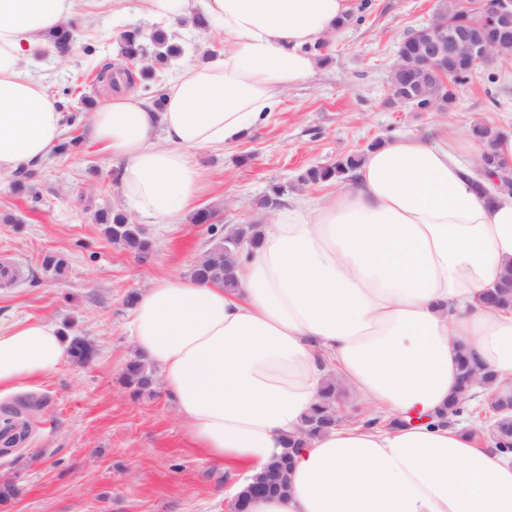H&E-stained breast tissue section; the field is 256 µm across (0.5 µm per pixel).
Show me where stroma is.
<instances>
[{
  "label": "stroma",
  "instance_id": "stroma-1",
  "mask_svg": "<svg viewBox=\"0 0 512 512\" xmlns=\"http://www.w3.org/2000/svg\"><path fill=\"white\" fill-rule=\"evenodd\" d=\"M440 0H370L363 21L345 28L320 53L314 74L283 90L276 110L250 135L216 150L199 151L204 174L198 200L229 229L267 224L273 211L260 200L276 186L286 199L318 204L333 187L302 185L307 168L364 150L378 138L404 133L435 138L455 128L462 137L485 124L512 132V61L495 60L460 87L452 108L418 112L390 102L388 73L407 32L427 23ZM159 20L139 12L137 0H78L66 55L47 48L26 72L61 96L73 88L89 112L109 92L94 76L121 66V35L152 31ZM497 82H489V75ZM23 187L0 174V262L22 271L0 284V326L46 318L64 334L95 348L79 365L0 388V406L19 399L37 405L27 442L0 455V481L12 479L20 496L0 512H227L224 466L195 448L163 389L132 395L121 377L133 353L129 295L157 278L188 275L211 241L207 225L183 217L159 224L122 197L119 176L100 145L49 155L27 170ZM124 211L152 242L148 255L113 244L98 224L101 209ZM12 223H3V216ZM65 258L52 278L44 254Z\"/></svg>",
  "mask_w": 512,
  "mask_h": 512
}]
</instances>
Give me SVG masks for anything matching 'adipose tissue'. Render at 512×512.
<instances>
[{
	"label": "adipose tissue",
	"mask_w": 512,
	"mask_h": 512,
	"mask_svg": "<svg viewBox=\"0 0 512 512\" xmlns=\"http://www.w3.org/2000/svg\"><path fill=\"white\" fill-rule=\"evenodd\" d=\"M143 2L172 22L205 15L224 33L217 58L169 82L163 109L118 89L84 119L122 195L172 224L196 208L197 151L242 139L282 89L312 75L315 45L355 0ZM73 10L74 0H0L1 174L46 158L61 138L56 98L22 64ZM465 152L481 147L453 129L386 141L352 186L315 208L279 209L261 244L240 248L234 287L187 275L138 294L134 351L194 443L223 462L229 498L291 454L287 492L247 512H512V460L448 422L460 349L497 385L512 383V308L482 301L512 266V196L488 204ZM67 357L52 321L0 328V387L47 376ZM331 374L385 424H342L289 448Z\"/></svg>",
	"instance_id": "1"
}]
</instances>
